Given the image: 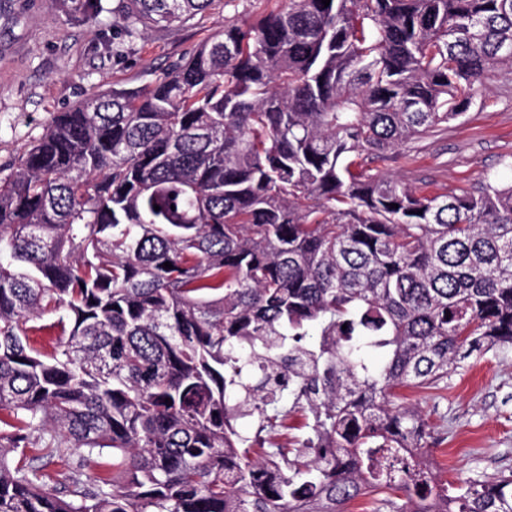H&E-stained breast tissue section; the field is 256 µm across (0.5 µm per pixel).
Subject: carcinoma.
I'll use <instances>...</instances> for the list:
<instances>
[{
  "label": "carcinoma",
  "instance_id": "1",
  "mask_svg": "<svg viewBox=\"0 0 512 512\" xmlns=\"http://www.w3.org/2000/svg\"><path fill=\"white\" fill-rule=\"evenodd\" d=\"M213 3L125 0L113 25ZM495 68L512 0H280L54 116L0 167V512H512V473L414 478L433 434L399 394L512 350V182L365 168ZM296 412L307 435L271 442ZM54 318L52 315H46L42 320H37L34 324L40 326V330L30 335L31 344L41 352H51L57 343L64 338L60 331L50 327Z\"/></svg>",
  "mask_w": 512,
  "mask_h": 512
}]
</instances>
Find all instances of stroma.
<instances>
[{
  "instance_id": "stroma-1",
  "label": "stroma",
  "mask_w": 512,
  "mask_h": 512,
  "mask_svg": "<svg viewBox=\"0 0 512 512\" xmlns=\"http://www.w3.org/2000/svg\"><path fill=\"white\" fill-rule=\"evenodd\" d=\"M119 0H0V165L13 160L102 83L150 84L172 62L223 27L252 22L274 0H215L180 27L154 29L112 49ZM403 160L370 164L427 194L473 191L489 178H512V74L495 69L478 87L466 114L404 143ZM445 461L442 478L478 470H512V351L487 353L451 375L443 398L405 390Z\"/></svg>"
}]
</instances>
